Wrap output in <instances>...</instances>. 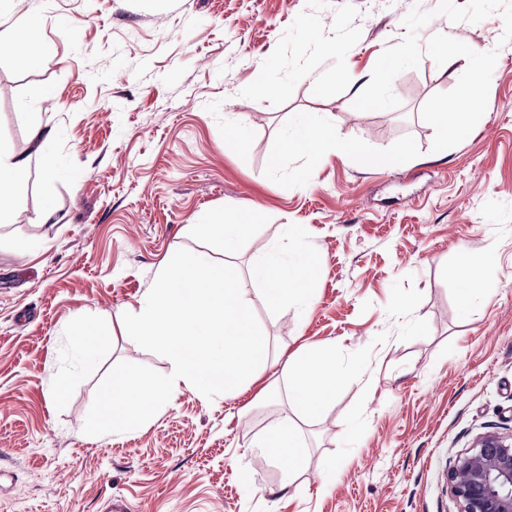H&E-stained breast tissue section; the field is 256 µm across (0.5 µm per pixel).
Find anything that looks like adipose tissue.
<instances>
[{
  "instance_id": "ef3b65f1",
  "label": "adipose tissue",
  "mask_w": 512,
  "mask_h": 512,
  "mask_svg": "<svg viewBox=\"0 0 512 512\" xmlns=\"http://www.w3.org/2000/svg\"><path fill=\"white\" fill-rule=\"evenodd\" d=\"M25 175V158L0 152L1 223L13 218L19 210V191ZM310 267V260H301L292 265L272 251L263 261L253 266L252 276L263 284L269 303L276 306L289 294L284 287L285 281L307 278ZM110 345V337L88 323L81 322L73 326L69 348L76 365L66 381L52 385L51 394L57 403H64L67 398L66 382L79 379L85 371L95 367ZM283 374L288 380V398L296 411L303 415L318 413L327 406L334 399L340 382L336 361L326 349H304L285 361ZM257 445L263 448L269 459L285 460L295 466L300 465L305 456V448L296 426L285 420L270 428Z\"/></svg>"
}]
</instances>
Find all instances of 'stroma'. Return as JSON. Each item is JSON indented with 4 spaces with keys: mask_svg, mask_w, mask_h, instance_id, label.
Returning <instances> with one entry per match:
<instances>
[{
    "mask_svg": "<svg viewBox=\"0 0 512 512\" xmlns=\"http://www.w3.org/2000/svg\"><path fill=\"white\" fill-rule=\"evenodd\" d=\"M439 3L0 5V32L35 14L51 52L32 66L0 51V148L28 158L21 207L0 223V512H106L111 496L131 512H459L456 457L485 433L512 435V43H498L500 15L453 23ZM416 6L434 14L420 41L444 33L498 52L484 115L440 152L420 111L456 85L465 58L425 57L399 74L398 108L353 107ZM263 70L273 90L259 87ZM301 114L328 126L321 154L286 149ZM37 124L62 161L56 175L31 139ZM251 213L231 253L192 229ZM181 248L236 267L269 363L239 396L186 390L138 433L84 434L117 362L169 372L127 338L122 316ZM270 248L313 255L311 303H268L251 271ZM466 264L486 275L464 318ZM81 321L112 346L59 405L50 389ZM306 347L330 349L344 381L299 421L307 455L293 472L256 442L293 417L281 367Z\"/></svg>",
    "mask_w": 512,
    "mask_h": 512,
    "instance_id": "35a3bbf8",
    "label": "stroma"
}]
</instances>
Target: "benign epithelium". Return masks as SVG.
<instances>
[{
    "label": "benign epithelium",
    "instance_id": "7a95c632",
    "mask_svg": "<svg viewBox=\"0 0 512 512\" xmlns=\"http://www.w3.org/2000/svg\"><path fill=\"white\" fill-rule=\"evenodd\" d=\"M460 512H512V437L480 436L448 474Z\"/></svg>",
    "mask_w": 512,
    "mask_h": 512
}]
</instances>
